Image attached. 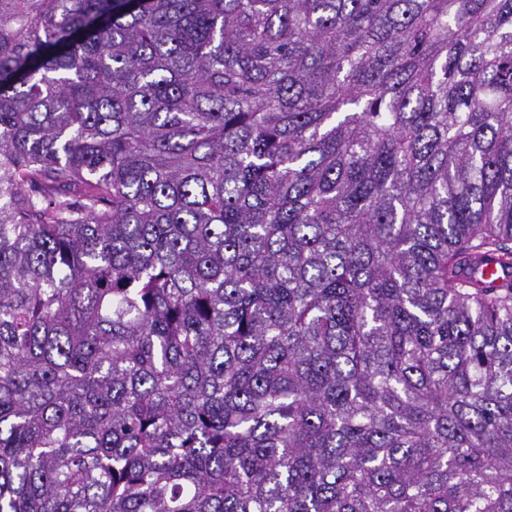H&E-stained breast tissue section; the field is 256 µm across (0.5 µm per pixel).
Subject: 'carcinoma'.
I'll list each match as a JSON object with an SVG mask.
<instances>
[{
    "label": "carcinoma",
    "instance_id": "cac0c4a2",
    "mask_svg": "<svg viewBox=\"0 0 512 512\" xmlns=\"http://www.w3.org/2000/svg\"><path fill=\"white\" fill-rule=\"evenodd\" d=\"M0 512H512V0H0Z\"/></svg>",
    "mask_w": 512,
    "mask_h": 512
}]
</instances>
